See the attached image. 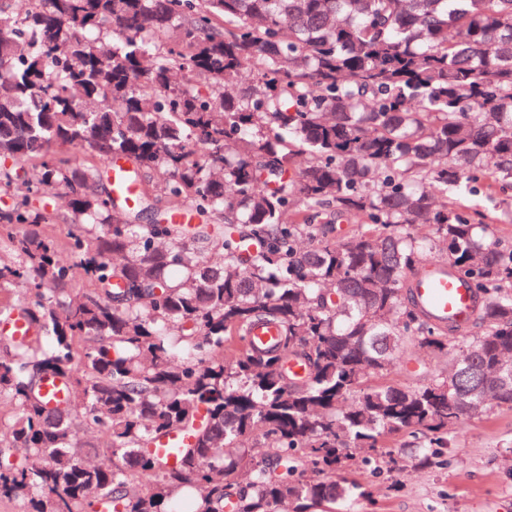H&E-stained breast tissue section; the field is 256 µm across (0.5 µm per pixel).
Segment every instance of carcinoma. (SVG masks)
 <instances>
[{
  "label": "carcinoma",
  "mask_w": 512,
  "mask_h": 512,
  "mask_svg": "<svg viewBox=\"0 0 512 512\" xmlns=\"http://www.w3.org/2000/svg\"><path fill=\"white\" fill-rule=\"evenodd\" d=\"M114 157L158 220L89 190ZM0 158L39 172L0 211V316L33 325L0 357V498L26 512H347L357 451L412 430L429 467L512 360V247L431 195L512 188V0H0ZM48 190L84 229L71 263L29 230ZM441 244L478 294L464 327L407 297ZM409 340L448 374L367 383ZM183 431L177 465L151 451Z\"/></svg>",
  "instance_id": "obj_1"
}]
</instances>
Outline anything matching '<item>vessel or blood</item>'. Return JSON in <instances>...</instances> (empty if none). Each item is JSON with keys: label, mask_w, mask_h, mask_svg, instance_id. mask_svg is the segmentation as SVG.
<instances>
[{"label": "vessel or blood", "mask_w": 512, "mask_h": 512, "mask_svg": "<svg viewBox=\"0 0 512 512\" xmlns=\"http://www.w3.org/2000/svg\"><path fill=\"white\" fill-rule=\"evenodd\" d=\"M110 170L115 194L127 206H135L138 189L135 183L127 180L125 163L113 160ZM408 285L419 307L434 323L463 321L474 308L475 297L469 281L444 262H424L417 273L409 275ZM189 441L187 434L175 433L154 445L153 450L173 462L177 459L179 449Z\"/></svg>", "instance_id": "1"}]
</instances>
